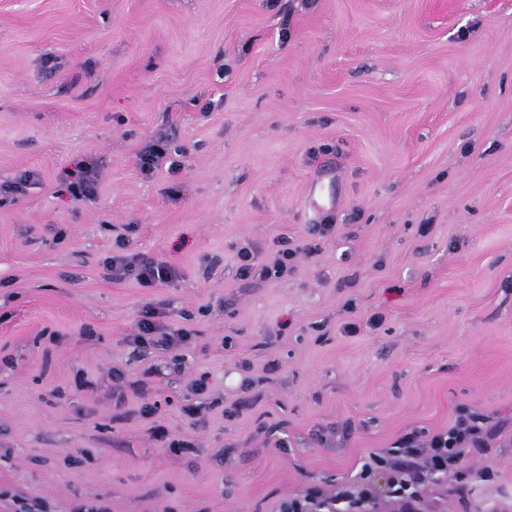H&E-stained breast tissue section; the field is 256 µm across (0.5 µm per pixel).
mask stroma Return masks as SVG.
Wrapping results in <instances>:
<instances>
[{
	"instance_id": "1",
	"label": "stroma",
	"mask_w": 512,
	"mask_h": 512,
	"mask_svg": "<svg viewBox=\"0 0 512 512\" xmlns=\"http://www.w3.org/2000/svg\"><path fill=\"white\" fill-rule=\"evenodd\" d=\"M153 143L177 157L147 174ZM26 170L0 198V491L276 512L466 404L502 432L418 512H512V0H0V182ZM120 238L178 278L107 279ZM284 241L293 270L260 276ZM157 303L193 331L180 367L125 342Z\"/></svg>"
}]
</instances>
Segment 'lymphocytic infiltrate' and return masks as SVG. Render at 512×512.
<instances>
[{
	"instance_id": "obj_1",
	"label": "lymphocytic infiltrate",
	"mask_w": 512,
	"mask_h": 512,
	"mask_svg": "<svg viewBox=\"0 0 512 512\" xmlns=\"http://www.w3.org/2000/svg\"><path fill=\"white\" fill-rule=\"evenodd\" d=\"M103 268L114 281H136L153 288L173 281L178 272L168 262L147 259L131 249L105 257ZM162 306L145 307L137 322V331L127 342L133 349L153 348L176 351L190 339V330L169 326ZM495 434L489 415L468 405L458 406L448 428L429 431L412 428L401 434L390 447L370 452L351 484L329 494L311 487L284 500L278 512H361L374 495V478L387 476L389 497L411 508L422 486L439 475L457 469L466 454L487 447Z\"/></svg>"
}]
</instances>
